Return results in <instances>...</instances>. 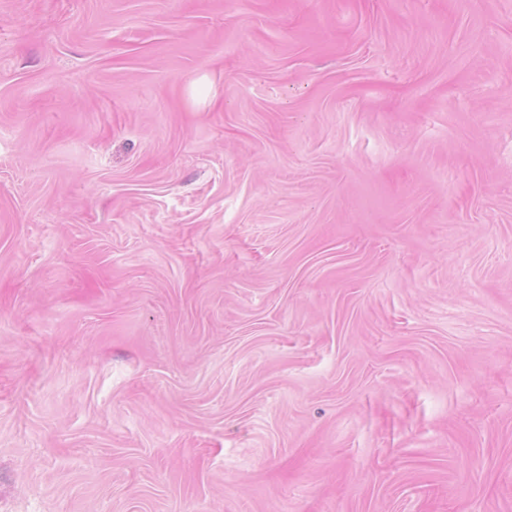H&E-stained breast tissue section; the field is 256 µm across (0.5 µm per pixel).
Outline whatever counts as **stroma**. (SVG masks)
<instances>
[{"mask_svg": "<svg viewBox=\"0 0 512 512\" xmlns=\"http://www.w3.org/2000/svg\"><path fill=\"white\" fill-rule=\"evenodd\" d=\"M0 512H512V0H0Z\"/></svg>", "mask_w": 512, "mask_h": 512, "instance_id": "35a3bbf8", "label": "stroma"}]
</instances>
